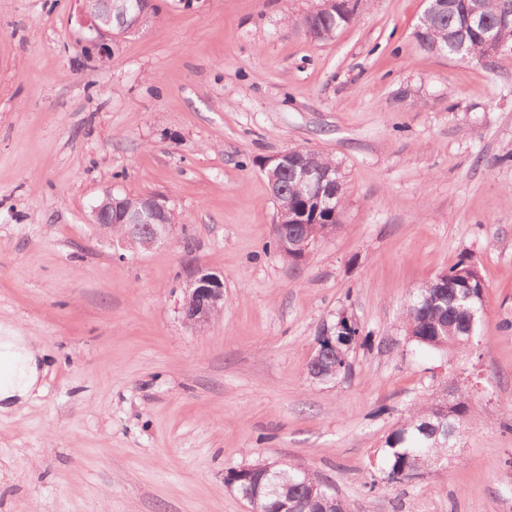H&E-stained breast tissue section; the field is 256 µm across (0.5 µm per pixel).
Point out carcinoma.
Returning a JSON list of instances; mask_svg holds the SVG:
<instances>
[{
	"instance_id": "obj_1",
	"label": "carcinoma",
	"mask_w": 512,
	"mask_h": 512,
	"mask_svg": "<svg viewBox=\"0 0 512 512\" xmlns=\"http://www.w3.org/2000/svg\"><path fill=\"white\" fill-rule=\"evenodd\" d=\"M481 24L472 22L473 16ZM305 33L315 40H329L336 32L349 25L340 15V5L328 10L315 9L299 21ZM418 46L427 52L439 49L442 55L462 61L481 59L488 38L512 43V0H448L446 6H435L421 23L420 31L413 32ZM331 171L332 181L324 184V193L336 198L332 208L303 194L298 181L301 168ZM266 177L274 181L288 196V209L276 214V221L288 231V242L313 239L327 224L339 225L343 203V181L336 165L329 159L305 151L294 155L285 168L270 167ZM271 245L280 258L291 266L305 262L304 257L283 247L282 235L272 237ZM487 283L478 266L461 259L448 269V279L433 278L417 289L416 300L407 306L403 317L406 337L414 344L438 351L459 350L470 344L466 330L469 310L483 307L481 295ZM357 339L336 330V349H329L323 359L310 362L308 373L333 382L350 376L343 367L342 356L349 355ZM441 401L432 399L419 403L386 439L385 454L387 480L402 482L417 477L435 466L440 458L448 456L443 436H434L437 428L458 427L488 415L472 405L464 393H457L448 416L442 415ZM225 482L234 485L239 495L250 493L256 497V512H347V505L313 474L282 467L258 459L250 464L231 468ZM309 485L320 486L321 496L306 499L304 490Z\"/></svg>"
}]
</instances>
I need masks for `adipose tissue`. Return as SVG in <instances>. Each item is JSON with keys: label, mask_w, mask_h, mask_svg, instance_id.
<instances>
[{"label": "adipose tissue", "mask_w": 512, "mask_h": 512, "mask_svg": "<svg viewBox=\"0 0 512 512\" xmlns=\"http://www.w3.org/2000/svg\"><path fill=\"white\" fill-rule=\"evenodd\" d=\"M39 350L33 337L23 336L7 323H0V357L11 364V373L0 381V403L27 400L40 377Z\"/></svg>", "instance_id": "adipose-tissue-1"}]
</instances>
